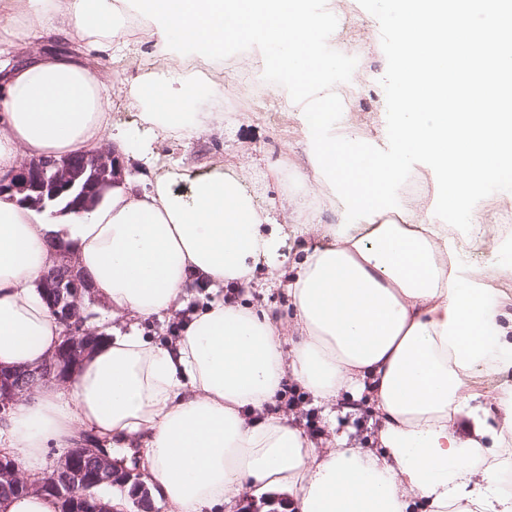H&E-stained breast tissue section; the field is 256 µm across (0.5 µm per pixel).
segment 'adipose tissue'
<instances>
[{
	"instance_id": "adipose-tissue-1",
	"label": "adipose tissue",
	"mask_w": 512,
	"mask_h": 512,
	"mask_svg": "<svg viewBox=\"0 0 512 512\" xmlns=\"http://www.w3.org/2000/svg\"><path fill=\"white\" fill-rule=\"evenodd\" d=\"M146 23L133 30L116 0H0V175L20 158L60 159L114 140L133 156L143 142L112 132L113 93L145 104L138 82L113 90L89 63L148 37L172 67L152 80L166 92L163 111L146 119L161 136L196 133L192 60L224 56L228 28L251 31L263 16L270 51L303 49L312 60L292 84L321 82L335 59L324 42L333 16L307 0H139ZM65 32L81 55L36 56L15 48ZM299 225L273 223L239 180L215 173L191 195L156 176L150 188H116L96 208L52 224L0 197V365L44 364L63 327L39 286L60 262L58 242L90 281L112 317H161L184 306L194 281L248 289L256 264L277 266ZM328 224L326 242L305 247L288 278V314L211 299L174 343L161 346L136 326L109 328L74 375L71 388L38 384L0 422L22 470L46 449L74 447L81 430L113 447L141 443L144 479L171 512H217L242 491L285 493L290 512H512L497 493V445L512 430L508 410L491 418L476 372L512 370V302L488 288L489 274L463 260L464 239L447 225L412 213L377 216L345 236ZM333 407L342 395L365 402L377 419V449L335 435L321 448L286 414L272 411L285 384Z\"/></svg>"
}]
</instances>
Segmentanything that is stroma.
I'll return each mask as SVG.
<instances>
[{
  "label": "stroma",
  "mask_w": 512,
  "mask_h": 512,
  "mask_svg": "<svg viewBox=\"0 0 512 512\" xmlns=\"http://www.w3.org/2000/svg\"><path fill=\"white\" fill-rule=\"evenodd\" d=\"M342 5L354 21L372 29L366 44V67L355 70L352 76L353 83L363 87V99L358 111L349 113L346 121L354 127H371L374 145L383 148L387 145L386 101L379 80L386 72L387 62L381 48L378 22L359 5L358 0H343ZM169 65V59L158 55L153 44L145 41L134 47L124 59L113 60L105 55L98 57L92 64V70L99 76H111L118 83L136 79L148 82L151 71ZM146 92L157 100L163 96L162 90L149 82ZM249 100V88L240 87L237 107L227 110L221 108L208 91H200L196 109L211 112L209 123L191 139L171 136L157 141L153 138L154 127L143 121L140 110L130 108L121 96H113V132L122 131L153 143L151 155L127 160V182L146 186L162 168L172 174L174 189L185 193L194 180L222 170L237 175L243 189L253 197L257 206L269 212L276 223H287L291 213L290 202L294 199L310 202L312 223H340L344 218L340 207H322L316 203L327 186L313 172L307 136L297 107L286 104L282 112L268 119L249 112ZM300 171L309 173L307 184L296 180L295 175ZM506 209L512 210V192H497L476 204L483 244L477 255L467 258L473 267L484 269L496 260L512 259V234L502 235L489 221L491 214ZM317 242V237L311 234L289 237L282 249L279 268L257 264L250 285L252 302L284 307L283 289L288 269L300 260L304 244L314 245ZM209 297L206 289L191 285L185 307L144 322L145 336L159 344L176 339L179 323L187 319L192 307Z\"/></svg>",
  "instance_id": "stroma-1"
}]
</instances>
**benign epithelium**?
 Here are the masks:
<instances>
[{"label": "benign epithelium", "instance_id": "1", "mask_svg": "<svg viewBox=\"0 0 512 512\" xmlns=\"http://www.w3.org/2000/svg\"><path fill=\"white\" fill-rule=\"evenodd\" d=\"M104 179L112 183L122 179V165L109 146L95 154H79L71 161L25 159L8 179H0V195L40 208L65 192L79 197L91 193ZM59 254L63 262L45 275L41 293L52 315L64 326L63 342L52 359L36 370L0 368L1 419L23 393L39 382H68L78 364L99 343L100 335L85 328V303L95 301L91 285L68 261L66 246H60ZM129 483L135 485L136 494L120 510L92 492L102 484ZM1 485L24 493H50L59 499L61 512H155L139 467L128 468L113 459L106 441L90 433L81 434L76 446L64 452L50 472L33 479L22 474L13 458L1 454Z\"/></svg>", "mask_w": 512, "mask_h": 512}]
</instances>
